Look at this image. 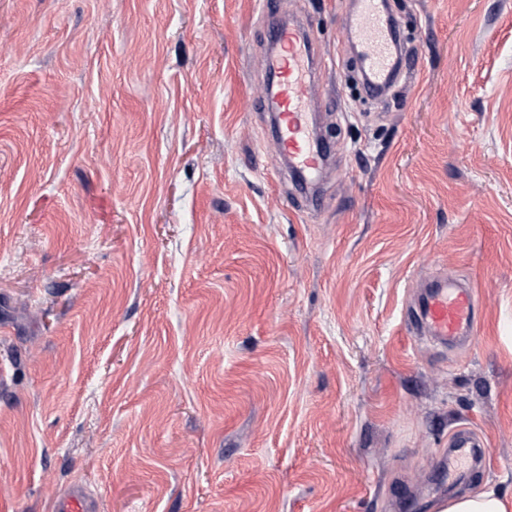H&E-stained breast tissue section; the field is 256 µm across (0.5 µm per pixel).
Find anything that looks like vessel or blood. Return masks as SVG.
I'll return each instance as SVG.
<instances>
[{
    "instance_id": "obj_1",
    "label": "vessel or blood",
    "mask_w": 512,
    "mask_h": 512,
    "mask_svg": "<svg viewBox=\"0 0 512 512\" xmlns=\"http://www.w3.org/2000/svg\"><path fill=\"white\" fill-rule=\"evenodd\" d=\"M355 41L365 53L360 62L363 85L368 96L382 95L400 74L412 72L414 57L404 54L397 42L398 24L387 11L386 0H356L348 19ZM332 67L331 57L314 53L304 27L284 23L273 29L268 69L272 76L264 104L272 129L289 168L302 186L315 184L323 175L332 146L311 132L313 93L317 65ZM480 307L473 289L462 278L434 277L418 296L414 310L403 317L405 330L448 345L471 344L476 340ZM481 436L469 426L451 437L449 462L464 459L477 462L485 456ZM52 512H96L95 499L80 486H71L51 504Z\"/></svg>"
}]
</instances>
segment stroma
Listing matches in <instances>:
<instances>
[{
	"label": "stroma",
	"mask_w": 512,
	"mask_h": 512,
	"mask_svg": "<svg viewBox=\"0 0 512 512\" xmlns=\"http://www.w3.org/2000/svg\"><path fill=\"white\" fill-rule=\"evenodd\" d=\"M353 0L297 208L256 0H0V512H435L512 497V0H389L420 73L362 109ZM469 274L478 337L407 334ZM476 427L485 471L442 481ZM451 450L448 452V471L459 459H466L472 466L482 456L486 448L481 436L470 426L461 427L451 437ZM53 512H96L95 499L82 487L71 486L51 504ZM437 512H511L512 499L500 496L494 489L468 492L443 501Z\"/></svg>",
	"instance_id": "stroma-1"
}]
</instances>
